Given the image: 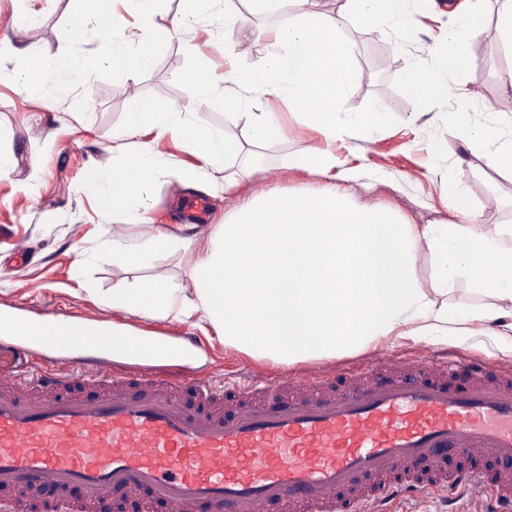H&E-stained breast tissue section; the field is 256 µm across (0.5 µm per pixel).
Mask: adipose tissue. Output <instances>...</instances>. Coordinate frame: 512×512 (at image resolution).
<instances>
[{
  "instance_id": "ef3b65f1",
  "label": "adipose tissue",
  "mask_w": 512,
  "mask_h": 512,
  "mask_svg": "<svg viewBox=\"0 0 512 512\" xmlns=\"http://www.w3.org/2000/svg\"><path fill=\"white\" fill-rule=\"evenodd\" d=\"M111 39L97 59L134 74L148 59L134 47L136 31L160 28L164 0H116ZM291 22L267 33L264 64L239 67L232 53L224 55L223 72L203 68L186 79L193 97L221 99L225 108H241L247 100L275 96L287 101L304 122L327 137L340 128L366 131L380 127L384 112L340 113L339 104L357 73L352 48L344 38L347 25L384 22L406 29L431 0H344L336 13L317 8V0H289ZM207 18L220 30H250V20L229 8L226 0H179L173 28L187 33L191 21ZM486 16L462 14L447 34L440 65L412 67L406 89L431 97L435 107L459 97L448 81L449 71L475 65L473 41ZM159 130L196 151L200 163L188 179L208 187V167L235 161L243 146L202 122L191 107L143 102L130 113L124 137ZM469 145L478 147L495 166L512 165V135L462 122ZM150 144L127 155L122 173L98 177L103 205L122 201L132 224L145 223L147 185L131 181L130 172L154 168ZM455 208L462 224L405 223L394 211L356 205L328 186L315 193L288 196L260 194L231 209L204 248L193 272V286L156 278L142 288H116L117 313L169 317L179 311L197 324L214 327L226 346L288 364L308 357L330 358L354 352L382 339L467 336L473 325L482 335L512 353V226L492 229L471 222L464 198ZM428 249L437 259V274L423 285L415 270L416 255ZM466 277L488 301L476 308L455 307L443 297L459 277Z\"/></svg>"
}]
</instances>
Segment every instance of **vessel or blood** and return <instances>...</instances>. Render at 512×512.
I'll use <instances>...</instances> for the list:
<instances>
[{"mask_svg": "<svg viewBox=\"0 0 512 512\" xmlns=\"http://www.w3.org/2000/svg\"><path fill=\"white\" fill-rule=\"evenodd\" d=\"M0 344L49 351V369L0 372V512H99L112 492L195 512H389L421 493L512 512V370L381 352L344 372H246L178 381L192 337L126 336L0 313ZM502 469L449 472V457ZM82 495L69 497L72 486Z\"/></svg>", "mask_w": 512, "mask_h": 512, "instance_id": "obj_1", "label": "vessel or blood"}]
</instances>
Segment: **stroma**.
I'll use <instances>...</instances> for the list:
<instances>
[{
  "label": "stroma",
  "instance_id": "35a3bbf8",
  "mask_svg": "<svg viewBox=\"0 0 512 512\" xmlns=\"http://www.w3.org/2000/svg\"><path fill=\"white\" fill-rule=\"evenodd\" d=\"M435 2L436 10L421 15L417 27L409 30L383 23L345 30L359 76L340 109L386 112L387 121L378 130H349L328 140L272 97L267 108L282 134L255 145L247 140L244 120H225L222 104L197 103L204 122L243 142L247 168L238 189L228 197L219 190L223 166L212 168L217 189L207 195V223H184L171 206L173 199L197 195V188L183 174L198 164V157L171 136L142 134L141 141L152 145L156 162L175 170L173 176L150 180L146 196L155 223L164 225L174 241L153 266L134 267L114 260L112 245L140 243L149 230L125 223L122 208H102L91 173L111 172L125 152L136 151V143L124 142L120 132L140 100H185L187 75L205 62L221 67L228 48L234 50L240 66H259L266 57L265 38L244 41L232 32L214 33L202 21L196 23L189 46L183 35L146 31L139 39L152 49L149 64L134 76L101 61L88 74L47 82L38 73L40 58L73 52L92 56L100 42L111 38V30L100 24L112 11L111 0H58L50 10L44 0H0V41L15 47L14 52L0 55V69L5 72L0 79V157L6 162L0 169V309L15 307L61 323L87 312L95 314L98 322L142 333L175 336L194 331L204 344L196 365L220 384L244 367L266 366V359L226 347L213 327L116 313L108 299L113 289L140 287L158 275L191 287L193 259L202 258L205 242L223 223L225 213L252 195L319 190L332 182L354 203L387 207L404 222L423 225L462 223L452 200L458 190L468 199L477 223L489 228L512 225V170L487 165L480 152L462 140L453 118L454 113L469 112L484 125L512 121L487 109L505 94L500 76L512 70V50L498 35L494 0H472V8H484L488 15L471 47L477 65L450 72L448 80L474 91L476 100L452 99L437 111L430 101L410 96L405 87L408 69L436 64L440 36L459 20L455 8L460 0ZM30 10L41 14L33 39L18 35L12 27L14 16ZM311 147L335 155L337 170L356 172V179L334 181L329 175L292 167V159ZM18 242L27 248L21 260L13 254ZM432 347L462 360L483 355L512 368V354L487 339L436 341Z\"/></svg>",
  "mask_w": 512,
  "mask_h": 512
}]
</instances>
